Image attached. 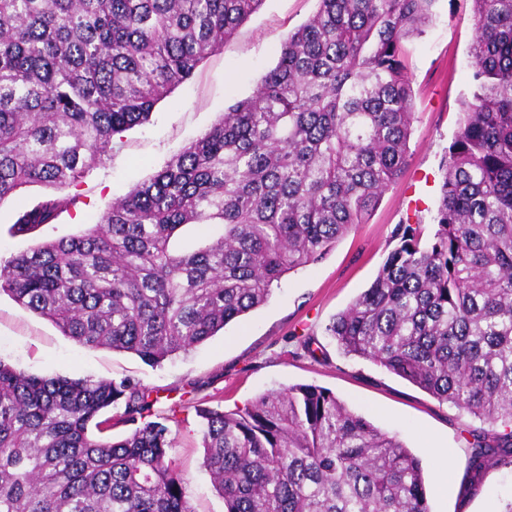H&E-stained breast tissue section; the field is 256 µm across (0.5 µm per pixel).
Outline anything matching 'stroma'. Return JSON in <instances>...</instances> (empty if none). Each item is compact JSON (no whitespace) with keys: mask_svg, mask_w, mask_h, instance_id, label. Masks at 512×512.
Returning a JSON list of instances; mask_svg holds the SVG:
<instances>
[{"mask_svg":"<svg viewBox=\"0 0 512 512\" xmlns=\"http://www.w3.org/2000/svg\"><path fill=\"white\" fill-rule=\"evenodd\" d=\"M318 7V0H264L221 50L155 106L147 122L116 134L102 163L79 182L58 189L27 186L1 201L0 251H23L98 223L115 199L152 178L228 106L250 96L275 67L289 32ZM472 9V0H437L425 34L406 42L415 120L401 175L366 223L322 261L283 276L266 304L153 366L130 353L80 346L2 294L0 358L41 376L126 378L154 390L155 411L168 419L171 456L187 478L185 495L194 512H224L203 465L199 410L232 412L296 384L329 389L376 427L397 433L422 462L431 512H501L512 499V462H498L472 484L469 418L379 365L344 355L325 334L329 321L370 286L397 244V226L432 224L443 181L440 162L457 131L460 102L474 87L468 66ZM53 199L75 206L56 223L10 235L18 213ZM303 336L311 338L312 353L301 349Z\"/></svg>","mask_w":512,"mask_h":512,"instance_id":"1","label":"stroma"}]
</instances>
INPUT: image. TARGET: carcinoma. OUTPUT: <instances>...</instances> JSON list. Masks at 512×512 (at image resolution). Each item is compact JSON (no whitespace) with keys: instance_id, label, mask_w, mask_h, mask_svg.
<instances>
[{"instance_id":"carcinoma-1","label":"carcinoma","mask_w":512,"mask_h":512,"mask_svg":"<svg viewBox=\"0 0 512 512\" xmlns=\"http://www.w3.org/2000/svg\"><path fill=\"white\" fill-rule=\"evenodd\" d=\"M434 2L319 0L253 94L99 223L0 258V293L82 346L152 364L265 304L366 223L404 169L405 43ZM262 3L0 0V202L78 182ZM472 21L475 86L441 160L434 232L398 225L371 286L325 331L344 354L501 427L467 430L478 473L512 457V0H473ZM59 207L35 206L10 233ZM188 224L222 234L178 253ZM155 402L126 379L40 376L0 358V512H193ZM201 417L225 512H431L420 460L327 389Z\"/></svg>"}]
</instances>
